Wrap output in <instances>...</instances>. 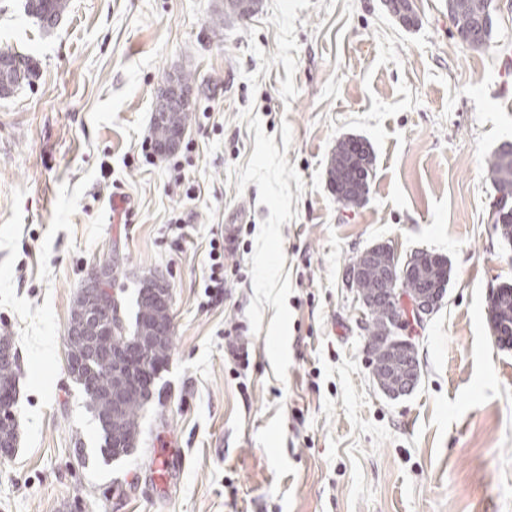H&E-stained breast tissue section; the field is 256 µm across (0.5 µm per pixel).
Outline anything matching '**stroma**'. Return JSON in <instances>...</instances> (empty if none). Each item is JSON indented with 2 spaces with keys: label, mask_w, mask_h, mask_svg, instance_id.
<instances>
[{
  "label": "stroma",
  "mask_w": 512,
  "mask_h": 512,
  "mask_svg": "<svg viewBox=\"0 0 512 512\" xmlns=\"http://www.w3.org/2000/svg\"><path fill=\"white\" fill-rule=\"evenodd\" d=\"M412 2L408 27L384 0H259L245 18L224 0H69L46 31L24 0H0V51L37 67L0 98V336L18 356L19 433L0 512H512V349L487 320L512 283L487 169L512 141V0H494L478 50L448 0ZM182 72L181 146L144 154L156 95ZM346 136L375 157L353 210L328 177ZM229 230L216 297L208 253ZM377 244L451 268L417 333L420 382L397 399L373 380L347 283ZM113 256L127 325L161 273L173 329L137 446L107 463L65 336Z\"/></svg>",
  "instance_id": "stroma-1"
}]
</instances>
